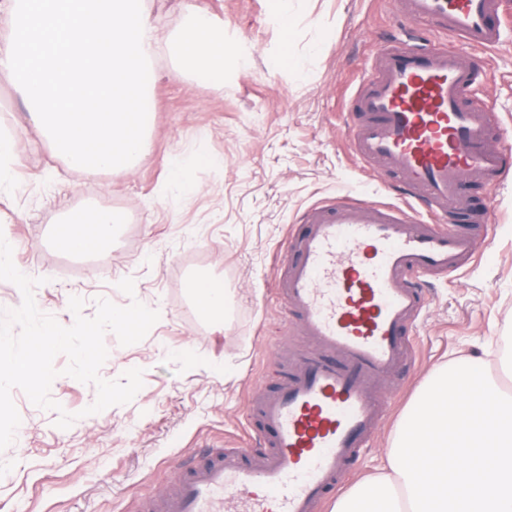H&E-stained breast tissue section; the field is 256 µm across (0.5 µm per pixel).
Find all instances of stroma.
<instances>
[{"label":"stroma","mask_w":512,"mask_h":512,"mask_svg":"<svg viewBox=\"0 0 512 512\" xmlns=\"http://www.w3.org/2000/svg\"><path fill=\"white\" fill-rule=\"evenodd\" d=\"M290 28L269 23L271 0H147L157 79L150 150L129 173L87 175L68 167L41 138L0 74V132L16 137L13 175L0 186V234L14 262L38 279V309L61 325L74 322L68 303L97 299L125 306L138 300L159 319L138 343L104 341L102 378L143 371V386L126 404L87 416L94 385L60 374L50 395L77 419L56 427V412L13 390L21 422L0 451V512H132L135 499L159 494L184 460L243 439L257 388L274 386L278 369L302 355L305 343L283 321L275 258L299 212L348 195L400 205L397 173L361 169L348 142L350 92L373 48L402 32L393 0H293ZM206 13L247 57L230 63L223 80L182 67L167 52L188 16ZM490 75L474 94L491 102L512 132V22L489 50L464 48ZM300 60L294 70L292 60ZM223 160L188 175L198 192L170 186V163L197 144ZM467 209L457 218L476 240L491 239L461 270L433 279L422 316L407 341L415 362L403 363L376 386L390 406L375 443L363 449L349 486L386 472L387 450L414 399L448 364L497 372L512 342V180L464 185ZM119 216L100 252L71 256L52 244L55 224L86 206ZM492 211V223L480 215ZM224 281L222 321L200 315L187 287L191 272ZM133 278L135 291L117 287Z\"/></svg>","instance_id":"35a3bbf8"}]
</instances>
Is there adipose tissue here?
I'll list each match as a JSON object with an SVG mask.
<instances>
[{"label":"adipose tissue","instance_id":"obj_1","mask_svg":"<svg viewBox=\"0 0 512 512\" xmlns=\"http://www.w3.org/2000/svg\"><path fill=\"white\" fill-rule=\"evenodd\" d=\"M168 51L187 69L220 80L227 61L237 55L238 48L207 15L194 13L185 27L169 40ZM118 221V216L110 210L89 207L66 216L57 225L53 242L71 255H92L110 242L112 227Z\"/></svg>","mask_w":512,"mask_h":512}]
</instances>
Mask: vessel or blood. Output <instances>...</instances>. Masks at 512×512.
<instances>
[{"mask_svg":"<svg viewBox=\"0 0 512 512\" xmlns=\"http://www.w3.org/2000/svg\"><path fill=\"white\" fill-rule=\"evenodd\" d=\"M506 0H399L400 18L475 49L502 39ZM487 72L442 42L393 38L373 53L353 94L352 153L362 169L402 178L405 207L330 198L305 208L277 262V287L310 351L251 404L249 445L184 463L173 491L141 512H324L387 408L375 384L411 359L407 328L425 308L415 276L476 255L455 219L461 188L512 177V141L493 145L494 108L471 97Z\"/></svg>","mask_w":512,"mask_h":512,"instance_id":"obj_1","label":"vessel or blood"}]
</instances>
